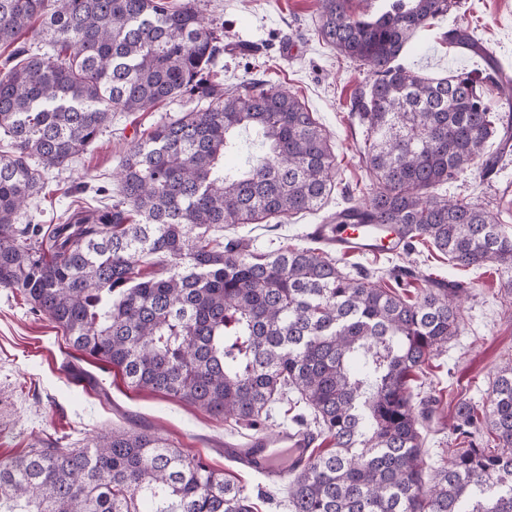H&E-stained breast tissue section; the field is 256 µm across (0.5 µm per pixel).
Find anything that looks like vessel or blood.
I'll list each match as a JSON object with an SVG mask.
<instances>
[{
    "instance_id": "obj_1",
    "label": "vessel or blood",
    "mask_w": 512,
    "mask_h": 512,
    "mask_svg": "<svg viewBox=\"0 0 512 512\" xmlns=\"http://www.w3.org/2000/svg\"><path fill=\"white\" fill-rule=\"evenodd\" d=\"M309 235L342 255L370 256L378 252L362 227L352 224H314ZM224 455L247 470L269 472L280 479L302 470L310 460L306 435L288 430L257 435L244 442H225Z\"/></svg>"
}]
</instances>
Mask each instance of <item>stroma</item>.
Here are the masks:
<instances>
[{
  "mask_svg": "<svg viewBox=\"0 0 512 512\" xmlns=\"http://www.w3.org/2000/svg\"><path fill=\"white\" fill-rule=\"evenodd\" d=\"M200 8L224 27L225 51L217 68L225 87L252 77L298 96L329 132L338 166L336 186L323 210L278 224L228 226L223 234L242 240L256 254L309 246V225L321 223L326 213L335 211L343 187L364 189L370 184L362 161L365 132L350 113L351 96L366 72L314 35L317 0H200ZM460 25L468 27L499 68L512 76V0H462L460 9L438 17L410 42L402 54L404 63L430 77L483 70V57L441 42L443 32ZM192 105L189 98L179 97L149 112L116 113L110 127L68 168L47 172L45 187L31 200L23 223L44 227L57 223L73 205L111 202L120 193L112 173L135 136ZM100 186L105 194H97ZM448 193L481 201L493 210L512 208V156L490 181L471 172L449 183ZM340 262L380 276L395 263H403L414 273L406 287L411 297L425 288L429 276L469 286L458 335L418 377L420 396L429 400L432 410L424 423L423 458L428 466H438L455 445L451 428L458 402L488 405L496 371L512 360V293L505 286L506 277L494 262L479 268L449 265L447 257L427 243L417 244L401 259L353 255L341 257ZM69 362L92 375L94 384H74L65 368ZM142 425L223 471L243 486L258 512H291L287 481L269 482L224 456L225 440H247L251 429L129 387L120 372L74 350L47 316L31 313L20 294L0 288V459L23 454L49 434L81 440Z\"/></svg>",
  "mask_w": 512,
  "mask_h": 512,
  "instance_id": "1",
  "label": "stroma"
}]
</instances>
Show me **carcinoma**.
Here are the masks:
<instances>
[{"instance_id": "1", "label": "carcinoma", "mask_w": 512, "mask_h": 512, "mask_svg": "<svg viewBox=\"0 0 512 512\" xmlns=\"http://www.w3.org/2000/svg\"><path fill=\"white\" fill-rule=\"evenodd\" d=\"M318 0L315 35L371 79L351 99L366 128L367 198L328 224H384L405 253L429 243L460 267L497 263L512 288V218L440 188L497 173L512 150V78L463 27L441 36L486 56L476 74L406 67L408 41L456 0H382L354 14ZM46 46L31 49L26 35ZM0 288L46 315L73 349L130 387L255 428L282 401L311 440L288 483L293 512H512V360L486 408L462 402L463 447L429 469L415 378L458 332L468 293L426 279L414 300L319 248L264 255L214 232L321 209L336 186L330 138L304 103L255 78L226 88L212 68L224 28L195 0H0ZM189 96L206 106L157 124L119 163L120 196L74 209L48 236L17 226L46 169L83 153L115 112ZM260 152L224 169L236 137ZM498 141L496 151L487 144ZM159 269L146 273L143 259ZM0 512H254L242 487L155 432L114 429L80 448L47 436L0 461Z\"/></svg>"}]
</instances>
